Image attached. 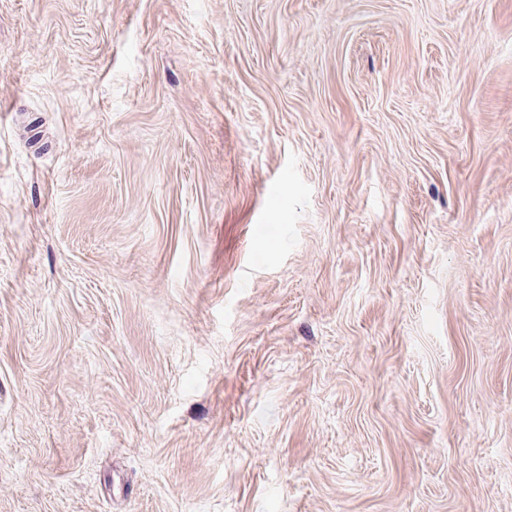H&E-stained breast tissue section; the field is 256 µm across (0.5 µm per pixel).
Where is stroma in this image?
<instances>
[{"label": "stroma", "mask_w": 512, "mask_h": 512, "mask_svg": "<svg viewBox=\"0 0 512 512\" xmlns=\"http://www.w3.org/2000/svg\"><path fill=\"white\" fill-rule=\"evenodd\" d=\"M0 512H512V0H0Z\"/></svg>", "instance_id": "stroma-1"}]
</instances>
